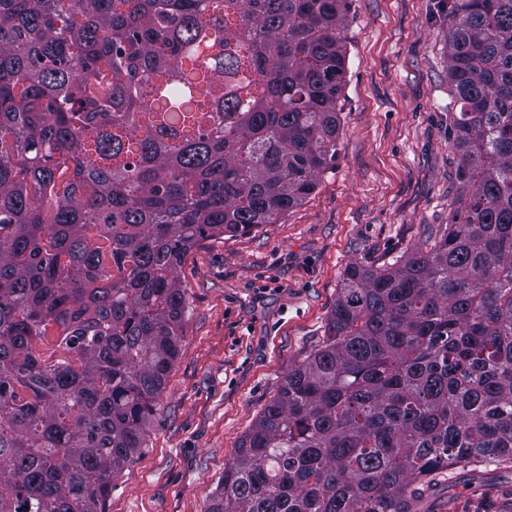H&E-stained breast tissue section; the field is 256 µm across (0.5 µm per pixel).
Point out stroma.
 <instances>
[{
    "label": "stroma",
    "mask_w": 512,
    "mask_h": 512,
    "mask_svg": "<svg viewBox=\"0 0 512 512\" xmlns=\"http://www.w3.org/2000/svg\"><path fill=\"white\" fill-rule=\"evenodd\" d=\"M338 156L275 224L207 239L180 267L187 315L143 444L109 512H208L287 375L323 343L347 267L429 249L457 200L448 0H349ZM430 512H512V468L454 477Z\"/></svg>",
    "instance_id": "1"
}]
</instances>
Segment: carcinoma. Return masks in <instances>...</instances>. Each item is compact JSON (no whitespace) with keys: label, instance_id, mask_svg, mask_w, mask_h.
<instances>
[{"label":"carcinoma","instance_id":"carcinoma-1","mask_svg":"<svg viewBox=\"0 0 512 512\" xmlns=\"http://www.w3.org/2000/svg\"><path fill=\"white\" fill-rule=\"evenodd\" d=\"M466 197L350 265L209 512H424L512 465V0H448ZM348 0H0V512H107L179 352L200 241L336 160Z\"/></svg>","mask_w":512,"mask_h":512}]
</instances>
